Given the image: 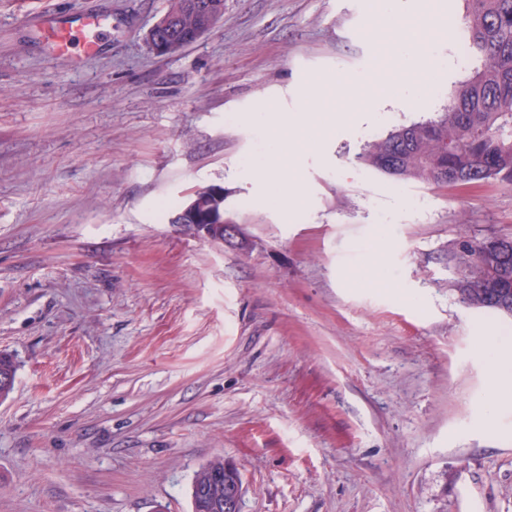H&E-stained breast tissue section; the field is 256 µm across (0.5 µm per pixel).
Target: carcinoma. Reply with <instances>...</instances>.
<instances>
[{
  "instance_id": "cac0c4a2",
  "label": "carcinoma",
  "mask_w": 512,
  "mask_h": 512,
  "mask_svg": "<svg viewBox=\"0 0 512 512\" xmlns=\"http://www.w3.org/2000/svg\"><path fill=\"white\" fill-rule=\"evenodd\" d=\"M465 21L473 57V75L450 93L441 115L396 128L368 143L357 161L400 180L465 188L499 182L512 185V0H466ZM194 0H170L174 14L166 35L189 46L196 42ZM199 223L224 217V198L199 191L190 199ZM465 255L456 256L462 268L454 284L462 293L464 279L484 278L488 287L512 295V251L505 254L507 281L485 268V241H461ZM17 365L0 353V401L15 384Z\"/></svg>"
}]
</instances>
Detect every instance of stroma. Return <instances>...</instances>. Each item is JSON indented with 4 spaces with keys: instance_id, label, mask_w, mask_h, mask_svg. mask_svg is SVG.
<instances>
[{
    "instance_id": "obj_1",
    "label": "stroma",
    "mask_w": 512,
    "mask_h": 512,
    "mask_svg": "<svg viewBox=\"0 0 512 512\" xmlns=\"http://www.w3.org/2000/svg\"><path fill=\"white\" fill-rule=\"evenodd\" d=\"M166 7L0 0V512H191L218 457L241 512H512V405L479 412L512 316L453 287L460 239L512 236V186L354 160L472 75L464 0H224L173 56ZM89 14L96 54L56 55ZM315 91V126L269 124ZM210 187L233 239L160 218ZM17 365L12 356L0 353V401L6 400L15 384Z\"/></svg>"
}]
</instances>
